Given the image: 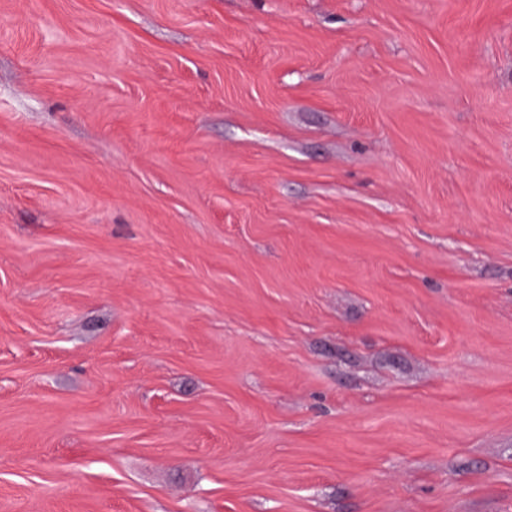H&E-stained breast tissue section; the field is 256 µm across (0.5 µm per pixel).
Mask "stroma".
I'll list each match as a JSON object with an SVG mask.
<instances>
[{"instance_id":"stroma-1","label":"stroma","mask_w":512,"mask_h":512,"mask_svg":"<svg viewBox=\"0 0 512 512\" xmlns=\"http://www.w3.org/2000/svg\"><path fill=\"white\" fill-rule=\"evenodd\" d=\"M0 512H512V0H0Z\"/></svg>"}]
</instances>
